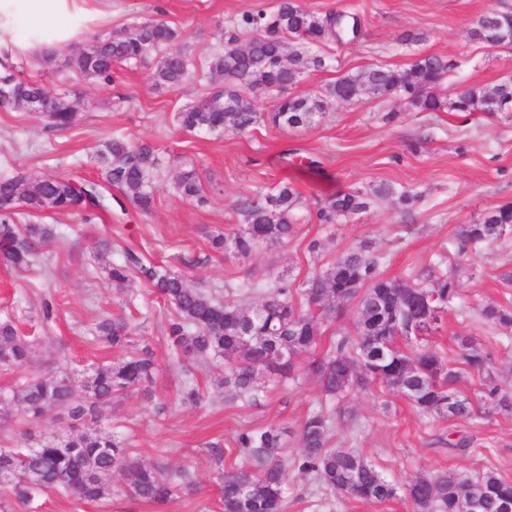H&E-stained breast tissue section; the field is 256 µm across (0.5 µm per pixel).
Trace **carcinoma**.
<instances>
[{
    "label": "carcinoma",
    "instance_id": "obj_1",
    "mask_svg": "<svg viewBox=\"0 0 512 512\" xmlns=\"http://www.w3.org/2000/svg\"><path fill=\"white\" fill-rule=\"evenodd\" d=\"M240 27L252 32L247 43L229 46L210 63L214 80L222 90L177 113L186 131H221L232 126L247 133L261 122L277 128H304L322 115L328 98L348 104L360 95L398 96L418 112H476L493 115L512 112V83L491 88L471 86L449 100L438 88L457 63L442 56L426 55L409 68L373 64L347 73L313 96H285L282 90L298 82L301 72L325 67L321 56L301 49H285L286 41L300 44L337 42L348 44L360 36L355 17L339 12L318 16L300 0H279L277 10L242 17ZM512 12H489L477 17L469 29L471 41L485 47L512 42ZM180 34L171 25L148 19L116 35L98 37L88 47H76L64 65L94 83L112 82L116 63L137 66L150 54L167 48L156 62L152 80L156 87L179 86L194 77L192 59L179 47ZM0 83L10 94L6 107L28 108L48 97L45 89L21 79L11 68L0 72ZM275 100L270 112L262 111L259 97ZM48 118L52 127L71 128L78 114L68 99L52 98ZM101 176L96 181L44 174L32 177L20 169L0 172V261L15 268L31 267L39 250L53 237L47 224L18 227L19 215L42 212H81L89 221L104 207L106 195L117 189L137 211L152 208L154 188L166 168L164 157L145 142L113 138L96 150ZM179 197L204 201L195 168L184 169L174 181ZM302 199L288 183L265 196L262 204L244 203V229L212 238V246L239 258L262 247H276L294 236L292 214ZM390 199L405 208L416 196L383 184L368 192L354 190L325 198L317 210L323 224H336ZM27 212H19V208ZM512 229V203L488 209L474 224L458 230L459 254L501 238ZM122 259L106 269L118 287L136 277L171 307L165 331L175 353L187 362L224 359V387L230 399L256 402L259 382L267 376L289 378L293 360L311 356L312 372L322 393L341 400L350 391L368 392L385 386L404 397L418 412L445 418L448 406L458 405L455 419H469L482 408L512 414V392L502 389L491 354L468 337L458 338L459 364L430 345L442 314L459 294L454 274L441 269L444 262L429 266L424 281L385 279L377 273L380 257L371 242L346 251L326 268L293 289L283 283L256 300L254 290H239L236 301H226L188 284L179 271L153 263L147 255L125 248ZM355 304L353 330L336 331L328 343L323 337L343 318L344 307ZM495 330L512 329V307L497 302L482 310ZM94 336L115 347L131 344L133 329L124 319L105 318L93 327ZM33 338L19 334L9 318L0 320V367L25 368ZM155 369L148 345L92 370L82 392L75 391L66 373L45 375L30 372L19 379L8 396H0L15 408V422L24 428L54 424L65 414L71 420L86 415L99 417L112 401L132 390L146 388ZM467 374L478 377L475 397L461 394L458 384ZM332 416L321 411L306 417L300 426L301 454L289 460L280 453L286 430L269 425L241 432L236 439L239 466L219 473L220 512H285L288 472H311L334 493L364 502L382 503L397 496L398 488L386 480L362 455L351 448L329 446ZM127 478V495L146 503L166 506L196 491L190 473H175L143 458L110 435L83 433L63 440H40L35 446L0 448V512H25L36 496L55 491L81 502L108 506L112 499V474ZM414 512H459L463 497L482 504L481 512H506L512 507V481L494 471L476 478L450 470L422 476L405 488Z\"/></svg>",
    "mask_w": 512,
    "mask_h": 512
}]
</instances>
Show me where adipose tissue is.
Here are the masks:
<instances>
[{
  "label": "adipose tissue",
  "mask_w": 512,
  "mask_h": 512,
  "mask_svg": "<svg viewBox=\"0 0 512 512\" xmlns=\"http://www.w3.org/2000/svg\"><path fill=\"white\" fill-rule=\"evenodd\" d=\"M107 0H0V33L32 60L69 42Z\"/></svg>",
  "instance_id": "ef3b65f1"
}]
</instances>
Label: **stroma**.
<instances>
[{
  "mask_svg": "<svg viewBox=\"0 0 512 512\" xmlns=\"http://www.w3.org/2000/svg\"><path fill=\"white\" fill-rule=\"evenodd\" d=\"M323 15L346 11L358 16L359 42L314 47L326 66L307 70L293 92L308 96L349 72L375 63L405 68L425 55L458 61L441 87L454 97L469 86H495L512 77V46L484 48L472 42L468 30L487 8L512 11V0H302ZM278 0H112L106 15L81 31L78 43L120 33L126 26L160 18L179 30L181 48L195 64V77L180 87L154 88L153 64L116 65L112 81L98 87L91 79L63 65L57 51L52 63H32L16 56L19 77L34 81L53 95L74 99L78 120L57 130L46 116L24 108H0V171L20 168L39 176L58 173L95 180L100 168L94 153L105 140L121 137L145 141L164 156L167 166L150 213L131 212L120 224L109 215L87 222L79 214L38 213L37 223L53 225L56 239L42 246L40 263L26 270L0 264V318L10 317L18 330L35 339L29 370L51 374L66 371L74 385L84 384L95 365L122 357L120 349L96 340L91 329L103 316L123 318L136 327L155 353L157 363L149 393L134 390L114 402L97 421L71 424L61 419L33 428L35 439L63 438L71 428L113 434L142 457L170 469L194 472L199 489L165 510L121 494V475H114L118 492L110 512H216L220 497L218 467L209 453L220 443L225 461L235 460V440L245 430L277 425L287 428L282 454L298 457V431L305 418L333 409L311 374L307 357L297 358V375L283 382L268 381L251 405L229 400L219 384L223 361L185 366L165 332L171 309L141 282L120 289L112 285L95 261L120 259L122 246L133 244L152 259L182 269L184 255L198 263L185 270L189 283L208 292L252 286L271 288L278 280L301 283L326 268L336 256L361 241H372L382 261L381 277L423 279L438 255L460 262L459 297L448 308L432 343L447 357L459 354L457 337H470L490 352L503 389L512 391V331L485 326L480 310L487 302L512 305V237L458 256L457 228L477 222L490 207L512 202V116L454 112H418L400 97L362 96L347 105L327 100L313 126L280 129L266 123L247 134L226 128L220 132L182 131L174 118L184 106L218 90L209 77V63L223 51L230 34L246 42L239 28L243 15L273 11ZM424 33L418 43L403 42L406 32ZM196 168L206 203L178 198L177 174ZM301 192L294 211L295 235L278 248L261 249L240 259L211 249L209 240L245 225L242 202L264 201L281 183ZM380 184L405 188L418 196L410 210L387 201L326 226L316 218V202L327 195ZM330 237L325 252L309 253L312 238ZM55 302L56 319L40 325L43 299ZM201 393L194 406L183 405L185 382ZM354 421L337 417L330 444L352 448L399 487L419 476L449 469L475 477L491 469L512 480V414L478 413L468 420L432 418L419 414L403 397L386 387L353 392L343 401ZM466 440L465 450L454 449ZM286 512H413L405 495L384 503H365L331 494L313 474L291 471Z\"/></svg>",
  "mask_w": 512,
  "mask_h": 512,
  "instance_id": "obj_1",
  "label": "stroma"
}]
</instances>
